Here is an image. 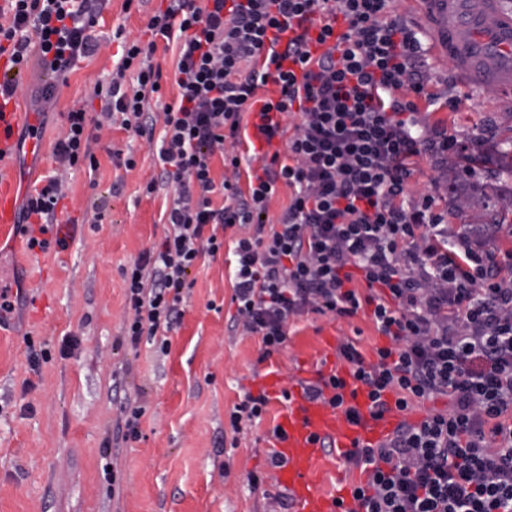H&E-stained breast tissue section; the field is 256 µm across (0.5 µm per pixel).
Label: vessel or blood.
<instances>
[{
  "label": "vessel or blood",
  "instance_id": "vessel-or-blood-1",
  "mask_svg": "<svg viewBox=\"0 0 512 512\" xmlns=\"http://www.w3.org/2000/svg\"><path fill=\"white\" fill-rule=\"evenodd\" d=\"M419 17L436 56L464 85L512 95V6L506 0H420ZM15 224L14 192L0 186V229ZM290 394L289 408L277 423L283 464L276 481L293 493L297 512H337L333 498L318 490L319 439L333 438L340 448L374 443L391 430L396 416L372 418L362 391L350 400L361 416L356 424L323 403L306 400L300 385H293Z\"/></svg>",
  "mask_w": 512,
  "mask_h": 512
}]
</instances>
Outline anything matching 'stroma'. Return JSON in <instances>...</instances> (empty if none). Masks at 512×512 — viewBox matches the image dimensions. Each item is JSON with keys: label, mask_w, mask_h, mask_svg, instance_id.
Segmentation results:
<instances>
[{"label": "stroma", "mask_w": 512, "mask_h": 512, "mask_svg": "<svg viewBox=\"0 0 512 512\" xmlns=\"http://www.w3.org/2000/svg\"><path fill=\"white\" fill-rule=\"evenodd\" d=\"M160 4L109 0L93 29L104 47L79 60L45 113L37 111V72H26L14 130L41 124L45 148L0 162V176L17 185V200L55 169L53 148L68 110L84 104L99 111L91 91L112 70L115 28L145 36ZM428 67L433 92L458 99L459 108L429 113L427 121L463 140L482 135L481 150L495 164L470 178L456 158L437 167L424 157L419 183H438L452 208L467 196L486 200V207L458 210L457 224L484 223L489 208L512 212V107L494 90L461 85L436 57ZM94 154L96 166L80 164L67 178L57 209L64 234L24 258L15 242H0V283L22 291L0 322V512H296L293 500L280 498L269 465L276 448L271 431L286 404L272 397L261 422L238 434L230 424L234 406L245 392L261 390L268 374L289 383L338 367L326 358L327 343L355 340L370 360L385 337L362 313L345 320L304 315L291 320L286 346L262 358L260 337L234 322L222 251L193 268L167 352L146 341L130 347L122 340V271L163 237L166 196L144 193L159 173L144 138L107 126ZM128 157L136 161L130 170ZM100 198L106 207L98 221L93 203ZM129 400L144 408L141 435L116 448L119 406ZM253 475L261 480L255 488L248 484Z\"/></svg>", "instance_id": "obj_1"}]
</instances>
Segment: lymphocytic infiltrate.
Listing matches in <instances>:
<instances>
[{
	"instance_id": "lymphocytic-infiltrate-1",
	"label": "lymphocytic infiltrate",
	"mask_w": 512,
	"mask_h": 512,
	"mask_svg": "<svg viewBox=\"0 0 512 512\" xmlns=\"http://www.w3.org/2000/svg\"><path fill=\"white\" fill-rule=\"evenodd\" d=\"M107 2L7 0L0 101L23 93L32 66L43 98L53 97L75 63L98 51L90 31ZM308 16L318 35L288 37ZM147 29L145 42L116 29L122 55L93 89L103 107L94 117L69 110L57 167L29 195L20 223L43 233L57 224L65 176L90 157L103 124L160 137L152 153L161 173L145 192L168 188L166 230L123 271L125 340L167 351L192 268L224 246L217 228L252 227L232 250V301L263 356L284 346L292 317L309 313L345 319L367 307L390 340L370 362L344 340L337 356L348 377L334 370L304 386L349 417L351 379L366 388L373 415L403 416L384 440L345 452L366 480L339 512H512V249L497 245L502 225L449 223L439 195L413 179L425 154L437 163L457 155L468 177L493 159H475L422 118L421 104L437 96L399 0H169ZM161 40L176 48L167 74L153 62ZM314 42L325 52L313 55ZM166 81L176 99L154 109ZM270 85L274 94L263 95ZM254 131L285 148L259 153V171L244 174L240 147ZM281 184L291 198L273 219L268 205ZM440 397L446 410L410 421Z\"/></svg>"
}]
</instances>
